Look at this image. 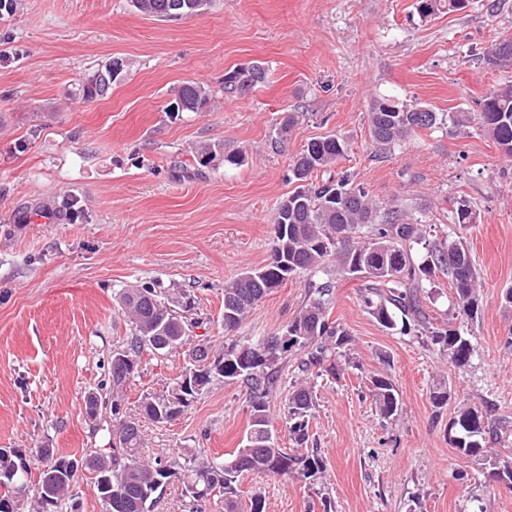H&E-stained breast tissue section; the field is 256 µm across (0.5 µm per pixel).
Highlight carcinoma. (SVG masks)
<instances>
[{
  "label": "carcinoma",
  "instance_id": "obj_1",
  "mask_svg": "<svg viewBox=\"0 0 512 512\" xmlns=\"http://www.w3.org/2000/svg\"><path fill=\"white\" fill-rule=\"evenodd\" d=\"M467 0H415V10L423 19L439 13L466 8ZM210 0H132L133 7L150 17L171 19L202 12ZM118 59L107 62L83 85V96H104L114 81L113 70H122ZM266 68L260 64L236 68L224 74V92L242 94L264 83ZM210 101L207 89L186 82L176 89L172 111L199 112ZM418 104H403L390 98L372 102L367 122L376 152L388 154L420 131L435 130L463 121L445 112L434 113V122H417L413 110ZM480 125L501 152L512 159V83L491 91L482 101ZM347 153V142L336 135L315 139L290 165L289 181L296 187L280 203L273 219V235L267 263L248 270L224 287V331L238 328L256 303L288 279L301 272L312 277L328 271L334 261L341 277L367 279L364 305L383 327L395 326L396 313L412 316L431 340L448 351L451 363L467 367L477 344L460 332L479 310L477 270L460 242H436L428 250V259L416 264L411 258V244L422 237L421 224L396 204L381 207L355 175L345 171L338 178L318 179ZM206 167L214 162L238 165L239 151H224L221 144H205L197 151ZM474 211L462 201L451 215V223L466 226ZM440 272L450 278L455 290V313L459 327L439 329L431 326L428 312L420 298L423 281ZM331 282L309 283L306 305L288 323L281 335L262 339L230 342L224 351L213 355L211 347L194 343L190 329L194 301L181 292H171L155 282L123 288L119 304L127 314L133 336L127 346L112 352L109 367L108 397H95L100 409H108L118 418L112 425L108 448L95 454L97 465L110 475L111 486L95 483L107 512H152L154 503L164 493L172 478L181 481L189 509L207 500L213 493L224 496L225 512H235L237 482L246 473L294 475L309 480L325 471L321 455L304 447L309 440V424L314 409L311 387L302 380L293 385L288 397V433L293 448L279 447L271 427L269 396L278 389L281 360L299 356L298 369L306 375H324L340 379L345 368L336 361L338 349L350 341L348 333L330 320ZM167 345L159 354L178 349L198 372L185 388L171 387L160 394H146L141 399L139 416L120 417L124 390L138 375L144 354L156 356L155 346ZM239 382L247 388L249 428L246 436L251 446H240L224 457L206 461L193 453L179 461L156 458L145 461L141 422L164 424L175 420L214 379ZM369 392L383 417L398 410L399 400L392 382L383 375L370 378ZM499 435L485 423L484 414L474 408L458 412L448 421V442L466 457L487 453L485 438ZM42 463L37 479L32 470L18 467L10 455L0 451V512H19L24 493L30 492L38 507L36 512H60L78 473V458L54 457L50 448L35 449ZM487 478L512 491V457H498L490 464Z\"/></svg>",
  "mask_w": 512,
  "mask_h": 512
}]
</instances>
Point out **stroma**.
<instances>
[{"instance_id": "obj_1", "label": "stroma", "mask_w": 512, "mask_h": 512, "mask_svg": "<svg viewBox=\"0 0 512 512\" xmlns=\"http://www.w3.org/2000/svg\"><path fill=\"white\" fill-rule=\"evenodd\" d=\"M0 16V449L16 464L35 448L82 456L104 447L111 413L90 419L85 396L108 380L115 348L132 330L117 289L148 282L190 291L213 350L226 341L224 286L265 263L272 222L294 188L293 159L335 134L350 147L333 173L356 172L370 196L400 205L428 241L462 242L480 272V311L468 332L477 352L455 368L413 323L382 327L364 306V280L333 281L330 317L350 341L339 381L315 379L309 447L326 466L305 482L246 474L236 512L261 494L266 512H512V491L486 481L485 458L448 442V421L466 408L501 425L492 453L512 449V162L479 127L482 99L512 82L489 63L495 41L512 39V0H470L424 21L415 0H213L203 14L159 20L130 0H17ZM124 69L108 95L84 100L86 79L111 59ZM261 63L264 84L224 92V75ZM205 86L204 112H173L174 90ZM421 104L465 119L421 131L376 155L366 114L374 99ZM296 122L284 141L275 128ZM242 150L241 165L201 166L202 144ZM476 215L450 222L460 201ZM300 273L248 314L236 339L283 333L307 295ZM294 357L282 360L270 402L281 447L288 438ZM176 352L142 357L121 413L186 371ZM388 377L396 415L382 417L368 391ZM448 400L434 407L431 394ZM239 383L210 384L175 420L143 423L142 457L178 459L238 448L248 428Z\"/></svg>"}]
</instances>
